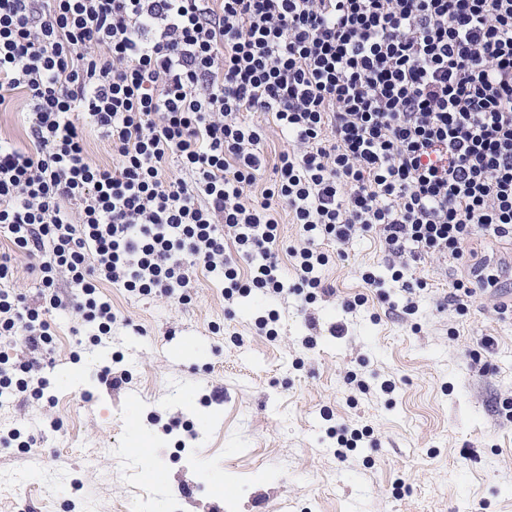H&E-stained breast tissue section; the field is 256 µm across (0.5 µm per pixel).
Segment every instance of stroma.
Wrapping results in <instances>:
<instances>
[{
    "instance_id": "stroma-1",
    "label": "stroma",
    "mask_w": 512,
    "mask_h": 512,
    "mask_svg": "<svg viewBox=\"0 0 512 512\" xmlns=\"http://www.w3.org/2000/svg\"><path fill=\"white\" fill-rule=\"evenodd\" d=\"M322 249L334 293L308 303L255 291L229 306L203 272L187 304L109 285L117 319L97 344L54 310L36 381L0 403V512H512V424L496 411L512 397V320L493 310L512 290L462 315L440 305L470 264L512 263V245L474 238L464 263L413 262L401 283L375 233ZM271 311L273 339L255 327ZM485 336L483 373L470 353ZM343 427L363 436L340 458Z\"/></svg>"
}]
</instances>
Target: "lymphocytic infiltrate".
Returning <instances> with one entry per match:
<instances>
[{"label":"lymphocytic infiltrate","instance_id":"f902f5d3","mask_svg":"<svg viewBox=\"0 0 512 512\" xmlns=\"http://www.w3.org/2000/svg\"><path fill=\"white\" fill-rule=\"evenodd\" d=\"M17 90L30 148L0 143V340L49 349L63 279L104 335L107 285L185 301L201 269L230 303L309 302L331 293L324 241L458 262L475 236L512 240V0H0L1 108ZM250 112L287 134L275 161ZM282 210L303 231L290 280ZM19 253L41 305L9 287ZM503 276L483 262L447 302ZM84 138L89 159L100 166H111L112 154L107 143L90 126L84 127Z\"/></svg>","mask_w":512,"mask_h":512}]
</instances>
